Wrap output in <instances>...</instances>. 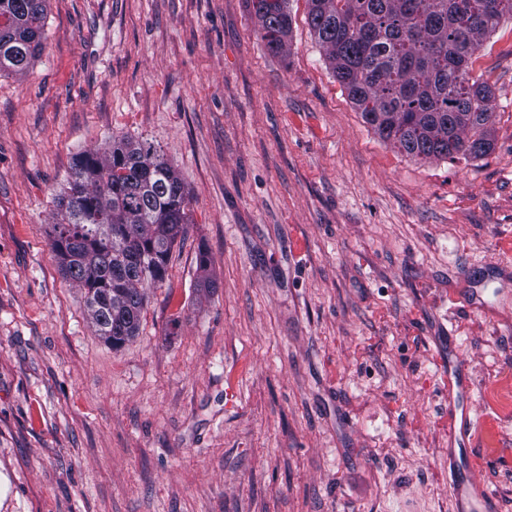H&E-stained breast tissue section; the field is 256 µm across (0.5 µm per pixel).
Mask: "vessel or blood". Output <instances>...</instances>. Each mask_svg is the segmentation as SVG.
Segmentation results:
<instances>
[{
    "instance_id": "obj_1",
    "label": "vessel or blood",
    "mask_w": 512,
    "mask_h": 512,
    "mask_svg": "<svg viewBox=\"0 0 512 512\" xmlns=\"http://www.w3.org/2000/svg\"><path fill=\"white\" fill-rule=\"evenodd\" d=\"M447 356L442 377L448 388V486L455 512H496V499L476 477L464 444L474 426L471 378L455 336L445 338Z\"/></svg>"
}]
</instances>
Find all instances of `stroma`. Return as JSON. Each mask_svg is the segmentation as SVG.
Returning a JSON list of instances; mask_svg holds the SVG:
<instances>
[{"label": "stroma", "mask_w": 512, "mask_h": 512, "mask_svg": "<svg viewBox=\"0 0 512 512\" xmlns=\"http://www.w3.org/2000/svg\"><path fill=\"white\" fill-rule=\"evenodd\" d=\"M288 9L274 56L253 0H51L40 58L0 77V512H454L450 332L512 512V20L473 56L493 151L422 160ZM122 137L190 204L116 351L48 232L76 155Z\"/></svg>", "instance_id": "obj_1"}]
</instances>
